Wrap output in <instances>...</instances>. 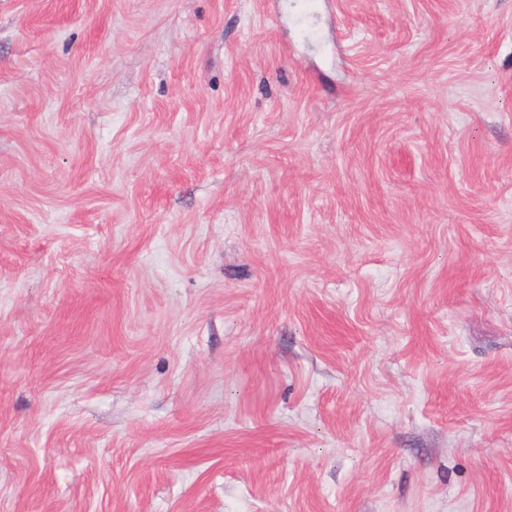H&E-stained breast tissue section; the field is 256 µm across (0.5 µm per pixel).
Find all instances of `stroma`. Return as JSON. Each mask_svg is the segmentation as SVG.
<instances>
[{
    "mask_svg": "<svg viewBox=\"0 0 512 512\" xmlns=\"http://www.w3.org/2000/svg\"><path fill=\"white\" fill-rule=\"evenodd\" d=\"M0 512H512V0H0Z\"/></svg>",
    "mask_w": 512,
    "mask_h": 512,
    "instance_id": "obj_1",
    "label": "stroma"
}]
</instances>
